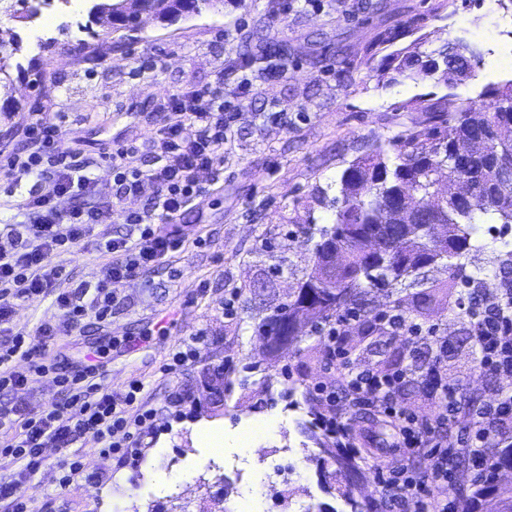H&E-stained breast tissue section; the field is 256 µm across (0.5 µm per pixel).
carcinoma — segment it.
Listing matches in <instances>:
<instances>
[{
    "instance_id": "1",
    "label": "carcinoma",
    "mask_w": 512,
    "mask_h": 512,
    "mask_svg": "<svg viewBox=\"0 0 512 512\" xmlns=\"http://www.w3.org/2000/svg\"><path fill=\"white\" fill-rule=\"evenodd\" d=\"M125 0H112L113 31L125 30L113 47L120 48L133 39L138 27L129 23L124 12ZM155 18L165 21L183 13L190 0H149ZM281 55V48L260 43L243 54V62L255 64ZM473 48L455 42L425 55L398 49L387 55L389 65L399 75L414 79H433L452 86L456 80L470 77ZM490 101L478 106L462 105L451 116L425 100L416 108L427 118L408 128L349 163L334 182L337 194L320 191V203L332 211L333 225L319 227L310 220L307 232L319 235L313 249L312 265L298 281L288 300L278 304L273 313L256 329L257 336L272 345L283 335L285 323L299 313L308 318L311 329L320 332L341 318H356L355 325L369 336L377 331L368 320L369 291L379 288L391 298L392 308H401L400 293L415 288L417 304L408 315L424 316L433 305L447 307L456 296L457 281L473 287V301H479L480 277L465 273L462 262L473 247L475 225L490 220L512 224V187L497 193L501 183L512 182V80L486 91ZM467 145L475 159L478 187L471 200L438 196L440 178L462 179L467 172L450 160L455 143ZM500 154L505 170L484 169L483 159L492 152ZM419 219L421 229L407 240L394 237L393 229L376 224L377 213L395 204L427 205ZM446 261L448 281H428L426 268ZM381 371L403 382L415 380L416 372L400 369L385 360ZM323 463L338 472L357 473L361 458L343 454L336 438L318 442ZM502 467H512V444L498 449L487 460L483 472L460 494L461 512H490L494 505L512 502V487L496 481Z\"/></svg>"
}]
</instances>
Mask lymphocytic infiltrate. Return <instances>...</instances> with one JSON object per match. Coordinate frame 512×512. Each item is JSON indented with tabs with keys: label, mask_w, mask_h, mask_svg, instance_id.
Returning <instances> with one entry per match:
<instances>
[{
	"label": "lymphocytic infiltrate",
	"mask_w": 512,
	"mask_h": 512,
	"mask_svg": "<svg viewBox=\"0 0 512 512\" xmlns=\"http://www.w3.org/2000/svg\"><path fill=\"white\" fill-rule=\"evenodd\" d=\"M170 109L184 113L194 132L185 135V125L179 124L159 129L151 140L157 158L155 167L143 169L140 149L132 144L118 146L105 159L115 175L117 198L137 194L147 181L155 185L156 192L145 211L124 213L125 223L140 226V235L106 242L109 259L102 265L96 285L81 284L57 295L55 305L71 324L80 323L90 314L106 319L112 313L114 284L152 270L183 247V239L169 232L168 227L176 223L185 208L206 196L208 189L200 183L199 173L224 162V146L232 137L238 114L226 104L222 87L205 84L175 94ZM26 134L33 151L9 155L0 164V172L17 188L33 178L51 183L52 189L24 197L21 206L28 219L11 228L16 248L0 252V334L11 320L7 298L46 293L64 276L62 267L53 264V256L84 241L93 225L112 221L108 210L59 208V198L85 194L95 182L79 148L59 150L60 125L41 116L27 127ZM54 336L53 325L46 321L35 336L17 333L7 345L0 346L1 394L49 376L62 395L60 403L38 415L26 413L18 404H0V467L13 470L11 480L0 483V512H28L27 479L42 466L43 449L53 447L66 452L90 434L105 440L108 450L124 463L136 456L141 445L139 424L153 415L149 409L133 416L127 413L144 389L141 382H132L127 394L117 398L100 381L101 364L91 362L73 373L59 371L49 355V342ZM473 337L482 368L512 373V364L504 362L506 350H512V290L496 292L474 321ZM18 358L28 361V374L13 371L12 363ZM343 377L349 389V407L336 408L335 393H328L326 400L334 411L332 416L322 418L324 428L338 437H348L352 409L374 408L397 420L405 447L429 449L433 459L430 471L423 475L376 466L375 487L384 512H452L453 505L445 493L451 476L450 460L462 454L474 464H481L486 457L488 426H512L510 394L499 397L496 403L478 406L475 415L479 430L462 438L459 448L449 447L448 424L454 419L456 391L437 364L426 371V388L445 411L432 424L400 408L398 379L349 366Z\"/></svg>",
	"instance_id": "1"
}]
</instances>
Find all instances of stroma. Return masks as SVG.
<instances>
[{
    "instance_id": "35a3bbf8",
    "label": "stroma",
    "mask_w": 512,
    "mask_h": 512,
    "mask_svg": "<svg viewBox=\"0 0 512 512\" xmlns=\"http://www.w3.org/2000/svg\"><path fill=\"white\" fill-rule=\"evenodd\" d=\"M366 1L317 0L308 6L304 0H224L172 24L145 19L135 39L116 49L110 27L84 35L87 0H71L63 15L38 21L30 0H0V32L7 34L0 52L16 59L0 75V153L28 151L25 129L33 113H47L62 127V147L79 140L95 176L89 193L60 198V209L114 203L120 208L111 223L93 225L85 242L56 256L72 284L97 283L107 260L97 243L132 234L122 212L142 210L155 192L147 182L137 195L116 201L112 170L102 154L118 142L149 141L160 122H184L168 103L193 86L223 82L225 100L241 106L223 168L199 175L210 194L176 223L188 244L151 273L115 284L111 317L87 316L78 330L57 310L55 292L12 300V330L32 334L42 321H51V352L58 362L100 361L101 380L117 396L130 381H143L145 402L157 411L142 426L141 460L120 466L102 454L97 438L77 442L73 452L84 472L69 485L59 483L62 454L44 449L45 463L29 481L30 512H236L249 496L252 512H300L308 505L342 512L343 500L321 489L324 467L308 429L324 412L318 385H336L342 362L376 370L385 357L397 355L422 367L435 350L402 337L354 331L343 357L330 352L325 337L304 331L298 343L269 353L255 329L270 309L253 298L250 285L277 264L279 297L296 286L313 248L303 225L312 219L332 223L331 212L317 202L319 189L374 144L423 120L408 102L426 96L454 113L463 102L482 103L488 88L512 79V69L491 77L479 68L451 88L431 79L378 77L385 53L376 42L385 33L395 34L398 49L427 52L461 40L487 59L499 40L498 17L512 15L500 0H370V9ZM416 17L418 34L401 36ZM262 39L281 44L285 56L247 67L252 86L242 91L238 72L228 66ZM6 188L0 178L3 252L14 247L9 224L25 219L22 194H43L50 186L32 179L13 196ZM420 326L447 341L443 370L458 399L475 396L490 403L512 394V374L477 367L465 312L442 309ZM188 344L196 349L194 357L164 373L173 353ZM219 371L227 374L231 393L214 404L208 383ZM292 384L306 396L302 410L284 415L270 409V392ZM262 419L273 421V431L257 435L251 448H240L239 422ZM385 421L374 410L356 413L351 437L358 455L370 466L428 472L432 460L426 449L407 451L398 427ZM199 424L219 429L223 447L240 448L250 462L244 477L205 468L209 449L193 433ZM281 448L292 451L295 477L273 495L258 494V455L273 459ZM177 459L184 468L174 467Z\"/></svg>"
}]
</instances>
